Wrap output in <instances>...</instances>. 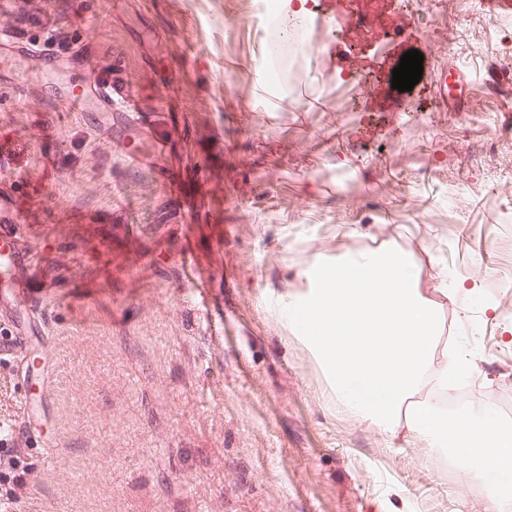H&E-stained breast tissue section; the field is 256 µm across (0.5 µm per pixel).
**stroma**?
<instances>
[{"mask_svg": "<svg viewBox=\"0 0 512 512\" xmlns=\"http://www.w3.org/2000/svg\"><path fill=\"white\" fill-rule=\"evenodd\" d=\"M469 2L407 12L394 42L323 0L347 29L308 27L271 107L251 0H32L153 136L130 165L124 127L99 136L29 56L0 83V194L50 287L46 338L0 358V512H484L499 473L340 410L282 301L314 259L383 242L421 288L476 285L442 312L473 363L463 407L512 424V175L483 163L512 137V94L485 86L512 83V14L472 28ZM412 49L422 78L401 92ZM451 72L466 97L445 98Z\"/></svg>", "mask_w": 512, "mask_h": 512, "instance_id": "stroma-1", "label": "stroma"}]
</instances>
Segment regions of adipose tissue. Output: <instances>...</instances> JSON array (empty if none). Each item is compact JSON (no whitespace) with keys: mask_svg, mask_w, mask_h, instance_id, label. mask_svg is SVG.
I'll use <instances>...</instances> for the list:
<instances>
[{"mask_svg":"<svg viewBox=\"0 0 512 512\" xmlns=\"http://www.w3.org/2000/svg\"><path fill=\"white\" fill-rule=\"evenodd\" d=\"M306 289L289 294L291 315L314 348L339 405L389 437L423 439L435 460L453 456L477 474L504 473L487 512L512 500V425L467 412L449 413V370L468 363L442 343L440 313L459 289L440 284L433 296L418 286L410 253L390 243L308 265Z\"/></svg>","mask_w":512,"mask_h":512,"instance_id":"ef3b65f1","label":"adipose tissue"}]
</instances>
